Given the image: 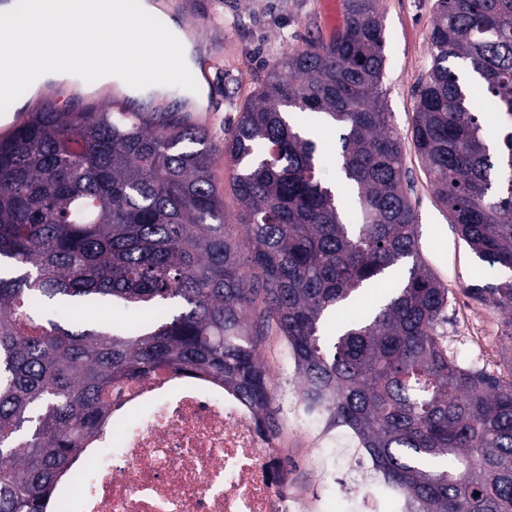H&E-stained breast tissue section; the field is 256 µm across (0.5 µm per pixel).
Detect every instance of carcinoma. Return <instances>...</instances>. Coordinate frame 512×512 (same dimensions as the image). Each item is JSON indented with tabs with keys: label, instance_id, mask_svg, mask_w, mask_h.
Returning <instances> with one entry per match:
<instances>
[{
	"label": "carcinoma",
	"instance_id": "obj_1",
	"mask_svg": "<svg viewBox=\"0 0 512 512\" xmlns=\"http://www.w3.org/2000/svg\"><path fill=\"white\" fill-rule=\"evenodd\" d=\"M378 0L278 59L215 146L177 112H30L0 138V512H46L112 387L160 366L232 388L279 423L259 345L274 334L329 428H346L412 512H512V378L448 349V289L423 260L401 136L381 86ZM410 134L476 256L512 271V0H436ZM503 117L494 154L474 89ZM336 132V181L291 121ZM387 286L358 319L342 311ZM470 293L506 316L512 279ZM142 318L108 322L105 309ZM234 167L224 159L223 153L216 155L211 170V177L214 185L221 193L225 204V217L229 224H235L237 218V205L232 194V176Z\"/></svg>",
	"mask_w": 512,
	"mask_h": 512
}]
</instances>
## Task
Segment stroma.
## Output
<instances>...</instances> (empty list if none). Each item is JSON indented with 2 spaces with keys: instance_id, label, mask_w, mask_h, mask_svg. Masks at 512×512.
<instances>
[{
  "instance_id": "35a3bbf8",
  "label": "stroma",
  "mask_w": 512,
  "mask_h": 512,
  "mask_svg": "<svg viewBox=\"0 0 512 512\" xmlns=\"http://www.w3.org/2000/svg\"><path fill=\"white\" fill-rule=\"evenodd\" d=\"M195 13L177 16L194 29L207 57L218 60L210 69L205 128L222 142L268 65L308 40H329L342 23V0H195ZM386 35V71L382 98L394 127L403 134L405 169L413 185L412 203L424 261L448 290V344L462 357L487 370L507 374L503 356L504 318L488 302L477 299L475 285L512 278V271L480 260L449 224L431 191L409 132L413 124L414 89L431 67L430 32L435 0H380ZM321 411L298 415L288 432V453L300 462L298 489L320 496L323 512H362L354 489L359 468L343 469V429L325 432Z\"/></svg>"
}]
</instances>
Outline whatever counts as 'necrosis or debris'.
<instances>
[{"instance_id": "1", "label": "necrosis or debris", "mask_w": 512, "mask_h": 512, "mask_svg": "<svg viewBox=\"0 0 512 512\" xmlns=\"http://www.w3.org/2000/svg\"><path fill=\"white\" fill-rule=\"evenodd\" d=\"M288 439L232 390L162 367L113 392L108 419L72 457L50 512H303Z\"/></svg>"}]
</instances>
